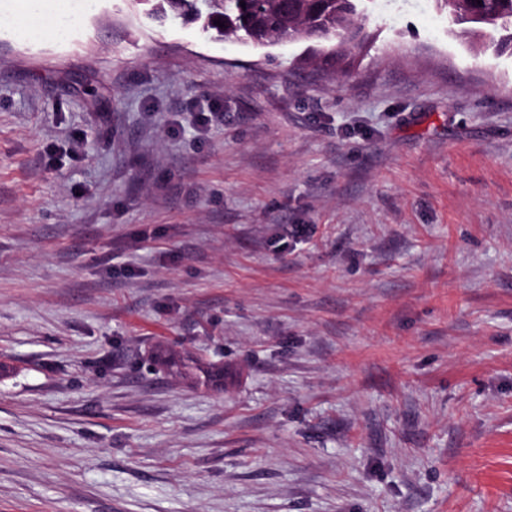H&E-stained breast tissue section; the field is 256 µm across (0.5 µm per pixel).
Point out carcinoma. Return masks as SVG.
Wrapping results in <instances>:
<instances>
[{
    "label": "carcinoma",
    "instance_id": "obj_1",
    "mask_svg": "<svg viewBox=\"0 0 512 512\" xmlns=\"http://www.w3.org/2000/svg\"><path fill=\"white\" fill-rule=\"evenodd\" d=\"M245 5H240V2ZM361 0H154L151 15L201 20L224 37L233 36L255 45L279 40L335 42L326 59L331 64L345 51L359 46L365 15ZM461 24L499 34L500 51L512 50V0H435ZM224 26L215 25V21Z\"/></svg>",
    "mask_w": 512,
    "mask_h": 512
}]
</instances>
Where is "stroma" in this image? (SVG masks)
Masks as SVG:
<instances>
[{
	"instance_id": "stroma-1",
	"label": "stroma",
	"mask_w": 512,
	"mask_h": 512,
	"mask_svg": "<svg viewBox=\"0 0 512 512\" xmlns=\"http://www.w3.org/2000/svg\"><path fill=\"white\" fill-rule=\"evenodd\" d=\"M363 5L0 27V512H512V53ZM154 1L151 15L202 20L204 26L221 36H233L255 45L279 40L336 41L326 57L330 65L336 56L358 47L365 15L362 0H147ZM245 2L242 8L240 2ZM205 5V12L199 7ZM246 17V20H243ZM224 23L223 28L215 21Z\"/></svg>"
}]
</instances>
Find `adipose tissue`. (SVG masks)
I'll return each instance as SVG.
<instances>
[{"instance_id":"obj_1","label":"adipose tissue","mask_w":512,"mask_h":512,"mask_svg":"<svg viewBox=\"0 0 512 512\" xmlns=\"http://www.w3.org/2000/svg\"><path fill=\"white\" fill-rule=\"evenodd\" d=\"M12 21L20 35L29 41H57L66 37L81 21L61 4L48 0H18L17 12Z\"/></svg>"}]
</instances>
